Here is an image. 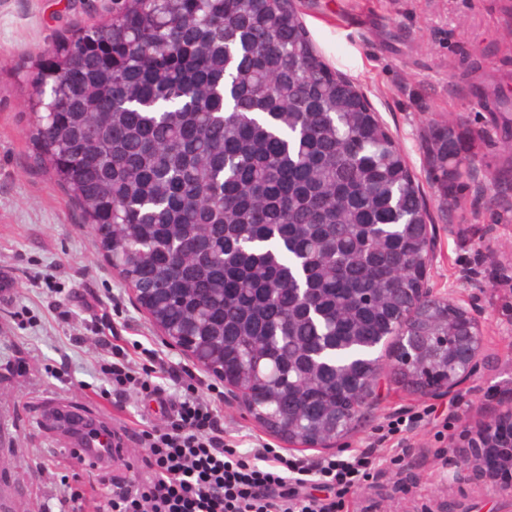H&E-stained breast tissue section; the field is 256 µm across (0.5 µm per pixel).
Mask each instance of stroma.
Returning a JSON list of instances; mask_svg holds the SVG:
<instances>
[{
  "instance_id": "stroma-1",
  "label": "stroma",
  "mask_w": 512,
  "mask_h": 512,
  "mask_svg": "<svg viewBox=\"0 0 512 512\" xmlns=\"http://www.w3.org/2000/svg\"><path fill=\"white\" fill-rule=\"evenodd\" d=\"M307 30L330 66L364 93L396 140L427 203L436 245L426 288L453 294L483 336L477 374L461 391L431 396L380 386L336 448H292L250 419L232 395L224 425L239 452L266 443L304 460L344 459L366 447L399 417L415 416L402 436L408 453L384 455L392 483L362 482L349 512H512V500L460 478L474 423L512 395V194L483 182V172L512 164V0H296ZM112 0H0V512H59L63 489L84 479L86 460L62 456L44 419L46 408L85 419L105 411L93 392L100 350L87 332L80 297L95 289L113 327L148 338L166 361L186 368L199 393L223 388L170 347L94 245L90 225L36 160L30 137L27 79L36 63L77 28L100 23ZM452 124L465 179L449 210L438 206L426 164L430 127ZM483 256L499 271L472 279L465 263ZM83 337L74 345L72 337ZM29 369L13 371L18 353ZM68 358L70 378L53 374ZM41 467V479L31 471Z\"/></svg>"
}]
</instances>
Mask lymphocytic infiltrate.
<instances>
[{
  "label": "lymphocytic infiltrate",
  "mask_w": 512,
  "mask_h": 512,
  "mask_svg": "<svg viewBox=\"0 0 512 512\" xmlns=\"http://www.w3.org/2000/svg\"><path fill=\"white\" fill-rule=\"evenodd\" d=\"M98 346L105 353L103 394L114 410H126L132 392L166 401L168 410L162 426L115 430L118 447L142 448L146 474L110 475L95 512H347L359 479L387 476L381 451L393 447L400 421L346 460L304 462L262 443L242 453L224 429L223 391L170 397L163 383L176 371L156 350L116 334ZM318 483L329 497L311 494Z\"/></svg>",
  "instance_id": "1"
}]
</instances>
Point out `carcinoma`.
<instances>
[{"mask_svg": "<svg viewBox=\"0 0 512 512\" xmlns=\"http://www.w3.org/2000/svg\"><path fill=\"white\" fill-rule=\"evenodd\" d=\"M52 68L75 94L33 127L39 161L153 322L263 400L269 428L343 436L372 372L364 348L410 312L417 362L395 378L416 392L462 370L468 320L396 281L420 257L419 186L292 0H168L160 15L126 0ZM441 140L431 166L450 205L448 158L463 159L452 128ZM495 445L488 465L512 435Z\"/></svg>", "mask_w": 512, "mask_h": 512, "instance_id": "carcinoma-1", "label": "carcinoma"}]
</instances>
